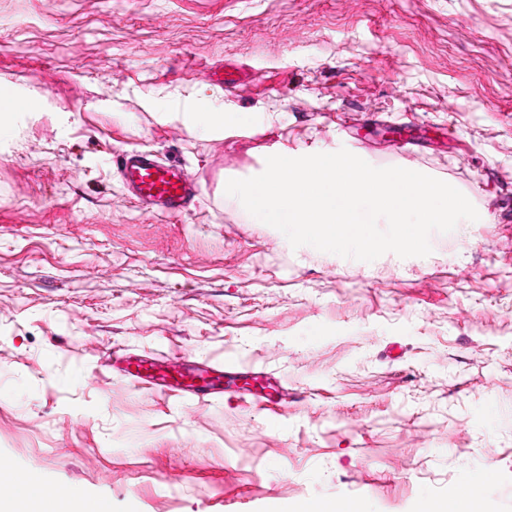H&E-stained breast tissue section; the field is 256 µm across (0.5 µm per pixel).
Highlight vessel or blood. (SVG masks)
Masks as SVG:
<instances>
[{"label":"vessel or blood","mask_w":512,"mask_h":512,"mask_svg":"<svg viewBox=\"0 0 512 512\" xmlns=\"http://www.w3.org/2000/svg\"><path fill=\"white\" fill-rule=\"evenodd\" d=\"M113 162L129 197L146 214L175 215L189 211L194 205L199 192L194 179L183 169L161 163L151 152L123 150L114 155ZM112 355L122 361L131 385L140 386L151 381L175 395H210L219 391L221 379L225 377L217 363L206 368L181 364L173 370L155 359L123 348L113 350ZM228 377L252 387L258 397L269 399L273 396L274 386L263 374L236 372Z\"/></svg>","instance_id":"b4317fda"}]
</instances>
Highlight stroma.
Wrapping results in <instances>:
<instances>
[{
    "label": "stroma",
    "mask_w": 512,
    "mask_h": 512,
    "mask_svg": "<svg viewBox=\"0 0 512 512\" xmlns=\"http://www.w3.org/2000/svg\"><path fill=\"white\" fill-rule=\"evenodd\" d=\"M220 65L230 88L213 85ZM0 457L112 512H417L486 472L512 512V0H0ZM227 113L188 133L183 115ZM347 149L479 213L373 262L225 201L271 155ZM197 182L144 214L113 153ZM276 378L200 402L112 347ZM291 511L295 512H363L357 503H351L350 507L347 501L344 500H330L326 502H310L302 505L290 506Z\"/></svg>",
    "instance_id": "obj_1"
}]
</instances>
